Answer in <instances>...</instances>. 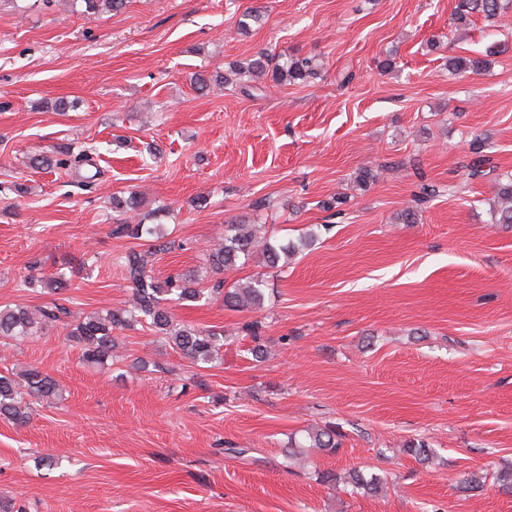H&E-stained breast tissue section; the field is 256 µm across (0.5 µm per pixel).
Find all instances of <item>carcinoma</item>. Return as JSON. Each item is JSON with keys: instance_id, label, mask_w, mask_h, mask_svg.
<instances>
[{"instance_id": "carcinoma-1", "label": "carcinoma", "mask_w": 512, "mask_h": 512, "mask_svg": "<svg viewBox=\"0 0 512 512\" xmlns=\"http://www.w3.org/2000/svg\"><path fill=\"white\" fill-rule=\"evenodd\" d=\"M84 5L82 13L99 15L118 12L126 0H68L72 8ZM509 8V0H455L454 20L464 26L470 18L479 15L492 22ZM488 59L481 56L460 55L448 59V72L479 73L488 68ZM322 64L313 56L272 55L259 52L244 61L230 63L229 72L215 71L196 77V88L203 92L211 83H222L242 96L251 97L258 90L259 81L269 78L278 84H301L316 77ZM80 157L58 158L45 155L35 163L45 169L77 168ZM496 168L494 159L487 151V143L474 139L471 143L470 160L466 165V180L484 176ZM465 185L422 183L414 194V205L404 210L400 221L413 224L417 220L420 206L439 196H456ZM144 203L143 193L131 191L128 195L112 194V208L123 215L121 222L112 225L110 234L116 238L138 241V247L130 248L116 258L125 280L130 284L132 295L123 307L76 316L64 304L53 301L43 306H20L0 308V339L17 341L35 336L42 330L62 326L67 330L69 341L82 350L83 360L91 365H106L121 358L116 333L131 330L141 324L161 337L181 356L195 364H212L221 360L224 334L209 329H200L176 320L171 305L199 302L211 295H219L224 305L259 311L264 307V281L256 278L240 288L224 289L219 278L225 270L244 265L256 257L264 259L271 267L281 258L293 256L311 245L316 234L311 232L295 242L275 246L258 235L252 224H233L224 242L214 245L204 254L205 274L188 272L170 276L163 281L155 279L149 267V258L169 253L182 244L167 237L159 224H147L139 215ZM491 222L512 226V176L504 175L497 183L494 204L490 208ZM214 278L211 287H203L205 278ZM25 288L38 286L51 292L68 287V279L59 274L54 277L30 278L23 281ZM60 400L62 390L58 382L37 367H30L17 377L0 375V418L23 424L32 415L31 400ZM341 446L336 429L327 427L307 432L306 447L329 452ZM405 451L423 465L433 464L436 453L425 442L410 443ZM327 478L343 480L351 492L360 495H376L386 486L385 479L376 475L366 476L360 469H351L338 478L331 474Z\"/></svg>"}]
</instances>
